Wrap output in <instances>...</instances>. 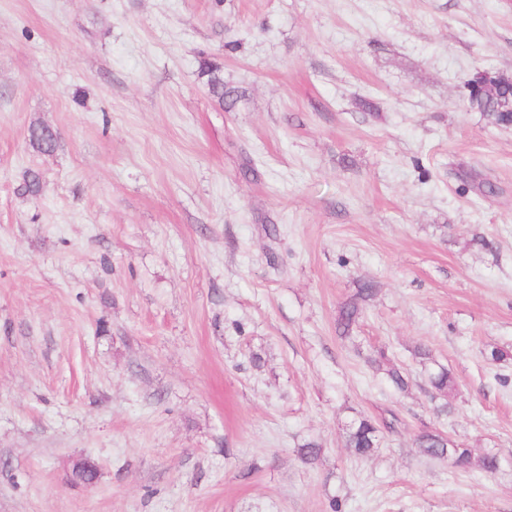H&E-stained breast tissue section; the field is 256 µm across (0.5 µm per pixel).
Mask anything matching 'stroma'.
Returning <instances> with one entry per match:
<instances>
[{
	"label": "stroma",
	"instance_id": "obj_1",
	"mask_svg": "<svg viewBox=\"0 0 512 512\" xmlns=\"http://www.w3.org/2000/svg\"><path fill=\"white\" fill-rule=\"evenodd\" d=\"M480 70L512 79V0H0V512H512V126L470 109ZM199 70L201 77L206 78L205 83L210 96L219 104L224 105V99L230 92L224 91V79L220 65L203 56ZM376 293L377 288H374L373 284L365 283L361 288H358L354 297L344 304L337 320V328L342 335H345L343 337L348 335L357 322L362 311V305L371 300ZM347 448L355 455L371 454L379 445L378 429L371 420L361 418L354 420L348 426ZM419 448L433 458H449L452 464L460 468L477 467L485 472H493L498 466L495 455L474 456L469 448H463L455 441L440 433H424L419 439Z\"/></svg>",
	"mask_w": 512,
	"mask_h": 512
}]
</instances>
